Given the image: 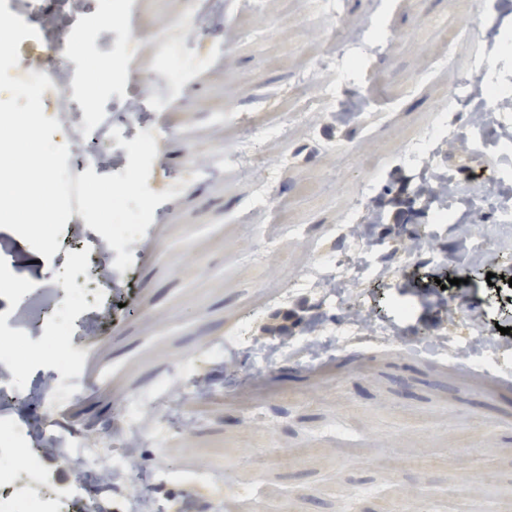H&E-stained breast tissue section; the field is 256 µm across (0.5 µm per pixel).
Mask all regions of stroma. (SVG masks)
Segmentation results:
<instances>
[{"instance_id":"stroma-1","label":"stroma","mask_w":512,"mask_h":512,"mask_svg":"<svg viewBox=\"0 0 512 512\" xmlns=\"http://www.w3.org/2000/svg\"><path fill=\"white\" fill-rule=\"evenodd\" d=\"M210 33L198 29L190 0H127L118 15L104 0L72 11L68 0H42L29 11L8 10L41 26V12L68 20L81 34L64 54L26 39L19 68L43 61L75 74L81 112H109L129 134L122 112L139 98V113L155 138L151 176L165 191L170 175L219 162L220 178L185 183L155 209L133 264L121 282H134L128 313L100 327L81 360L59 364L47 324L59 310L42 308L26 326L13 317L75 263L88 277L112 266L115 250L86 251L61 244L40 258L20 236L0 228V339L24 340L23 369L0 363V432L44 425L45 437L94 445L116 422L123 401L150 414L138 460L123 484L92 498L91 512H128L137 491L152 512H227L238 484L254 486L246 512H512V244L460 250L461 228L493 233L501 185L512 165L501 146L512 123L471 127L457 115L454 82L472 79L477 63L512 83V0H342L336 15L317 0H223ZM181 35L193 67L165 98L143 91L149 70H164L160 33ZM134 39L139 51L113 65L115 47ZM98 54V74H80L85 51ZM337 87L323 99L319 86L303 98L287 95L313 61ZM284 124L287 140L261 148L271 163L289 227L277 239L287 263H274L258 237L271 220L257 203L259 177L247 172L237 146L242 117ZM441 127L459 148L437 145L439 172L461 187L488 180L484 198L448 196L456 217L438 223L418 215L398 233L413 190L401 155L425 128ZM378 208L365 258L338 245L336 227ZM430 242L391 278L377 275L389 255L414 241ZM365 261L369 272L330 306L326 294L294 288L310 257ZM287 301H279V294ZM361 308L393 331L391 343L327 341L321 356L281 367L256 368L258 344L305 346L321 338L338 313ZM320 325L307 326L310 316ZM486 335H477L473 317ZM19 470L25 489L72 485L68 469L39 445L0 448V465ZM167 468L196 477L198 486L163 478Z\"/></svg>"}]
</instances>
